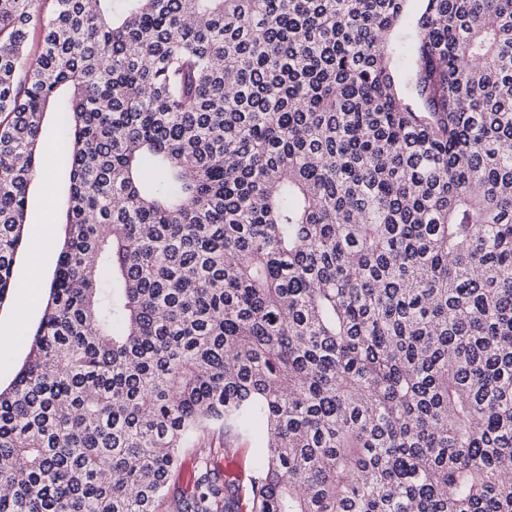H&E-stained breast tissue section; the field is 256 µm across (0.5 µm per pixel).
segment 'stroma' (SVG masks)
I'll return each mask as SVG.
<instances>
[{"label": "stroma", "instance_id": "1", "mask_svg": "<svg viewBox=\"0 0 512 512\" xmlns=\"http://www.w3.org/2000/svg\"><path fill=\"white\" fill-rule=\"evenodd\" d=\"M63 131L59 124L56 110H48L44 115L42 126V140L48 143V150L42 151L40 162L44 170L51 176L52 193L46 194L41 190L40 182H32L28 193L27 233L18 252L14 268L15 288L13 299L0 303V329L12 331L17 335L18 341L13 351L0 353V386H7L14 378L29 352L27 335L38 324L44 307L46 297H39L34 307L29 310L26 320H18L15 315L18 296L23 295L25 271L28 264L36 263L44 268L45 281H52L56 269L58 254L61 249L65 230L62 223L68 206L69 172L71 160L64 152L59 142ZM52 213L58 228L54 238L42 235L38 225L42 222L45 213Z\"/></svg>", "mask_w": 512, "mask_h": 512}]
</instances>
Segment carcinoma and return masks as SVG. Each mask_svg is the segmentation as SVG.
<instances>
[{"instance_id":"carcinoma-1","label":"carcinoma","mask_w":512,"mask_h":512,"mask_svg":"<svg viewBox=\"0 0 512 512\" xmlns=\"http://www.w3.org/2000/svg\"><path fill=\"white\" fill-rule=\"evenodd\" d=\"M40 2L0 0V303L60 97L69 206L0 512H158L217 428L247 512H512V0ZM234 448H239L236 455L231 456V458L237 461L239 475L224 470V459L227 457H224V455L215 456L212 460L211 468L215 469L214 472L221 483H224V480L237 479V481L240 480L241 483L243 482L247 485L250 477H254L257 474V450L250 439H240L235 443Z\"/></svg>"}]
</instances>
